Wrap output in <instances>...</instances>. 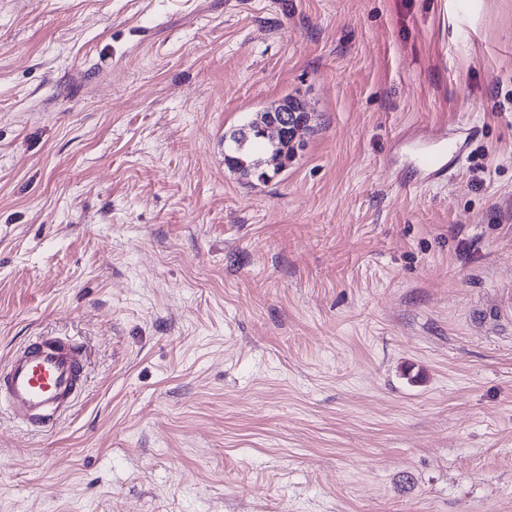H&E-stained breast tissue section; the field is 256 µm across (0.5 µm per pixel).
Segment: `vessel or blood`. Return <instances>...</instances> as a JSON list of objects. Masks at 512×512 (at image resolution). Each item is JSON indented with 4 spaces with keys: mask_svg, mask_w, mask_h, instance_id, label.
Masks as SVG:
<instances>
[{
    "mask_svg": "<svg viewBox=\"0 0 512 512\" xmlns=\"http://www.w3.org/2000/svg\"><path fill=\"white\" fill-rule=\"evenodd\" d=\"M477 127L457 125L432 133L437 154L422 159L431 180L447 178L464 160ZM86 379L82 347L59 336H37L16 350L0 368V403L13 422L47 432L69 414Z\"/></svg>",
    "mask_w": 512,
    "mask_h": 512,
    "instance_id": "b4317fda",
    "label": "vessel or blood"
}]
</instances>
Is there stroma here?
<instances>
[{"mask_svg":"<svg viewBox=\"0 0 512 512\" xmlns=\"http://www.w3.org/2000/svg\"><path fill=\"white\" fill-rule=\"evenodd\" d=\"M507 286L512 0H0V366L88 355L53 431L0 412V512H512ZM288 111H282L280 118L275 121L273 124L267 126L264 128L263 133L267 140L275 141L280 136L283 135L284 131L288 129V131L291 129L292 132L296 133L298 129H300L299 125H294V122L300 121L305 119V112H296L297 116L294 122L292 121V118L290 120L288 117L283 113ZM295 113V114H296ZM267 142L266 143V152L267 153H280L288 162H290L296 155L295 153V146L291 144L292 136L290 135V132L288 135H284L282 139H280L278 142ZM247 135H240L234 137V134L238 131H234L230 134L228 152L225 151L224 163L233 172L238 174L240 179L247 180V176L251 175V178L256 177L258 181H261L258 177V172L262 170L261 162L262 159L253 155V146L255 142L261 140L260 128L257 125H249ZM461 134L465 137L462 138ZM477 134L476 126L463 125L441 128L432 133L429 139L439 142L441 147L437 154L422 157L427 179L440 181L447 178L465 159L466 146Z\"/></svg>","mask_w":512,"mask_h":512,"instance_id":"stroma-1","label":"stroma"}]
</instances>
